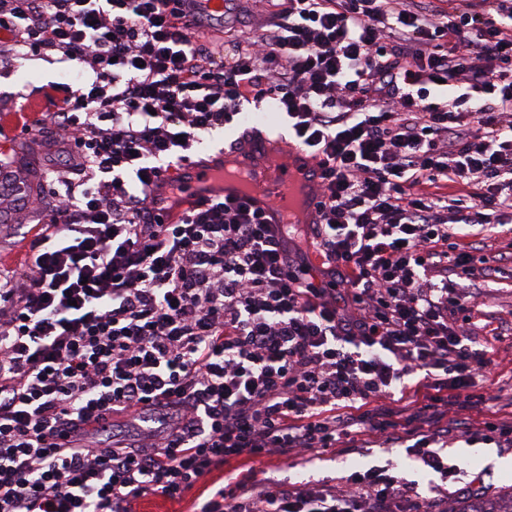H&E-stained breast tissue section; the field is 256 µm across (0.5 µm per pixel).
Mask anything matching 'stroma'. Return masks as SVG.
Segmentation results:
<instances>
[{"instance_id":"35a3bbf8","label":"stroma","mask_w":512,"mask_h":512,"mask_svg":"<svg viewBox=\"0 0 512 512\" xmlns=\"http://www.w3.org/2000/svg\"><path fill=\"white\" fill-rule=\"evenodd\" d=\"M232 12L223 21H209L206 27V43L216 53H223L224 43L234 37L253 34L259 19L253 0H233ZM66 64L61 54L51 51L40 56L22 55L11 50L7 43H0V102L19 105L32 104L42 108L49 99H62L71 84L62 76ZM495 273L476 279L472 291L475 295L474 316L477 325L496 327L500 317L512 314V256L495 261ZM499 349L483 377L477 378L476 386L491 387L496 397V407L512 404V336L498 342ZM443 453L449 463L461 464L464 481L483 480L486 492L512 486V474L496 471L475 455V446L463 441L448 445ZM356 458L360 469L392 460L401 473L420 485H428L430 477L424 474L405 449L384 446L358 448L350 455L326 454L296 458L288 461L270 460L258 462L254 471L258 479H286L291 482L329 479L347 471L348 458Z\"/></svg>"}]
</instances>
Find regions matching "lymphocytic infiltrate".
<instances>
[{"instance_id":"1","label":"lymphocytic infiltrate","mask_w":512,"mask_h":512,"mask_svg":"<svg viewBox=\"0 0 512 512\" xmlns=\"http://www.w3.org/2000/svg\"><path fill=\"white\" fill-rule=\"evenodd\" d=\"M263 2L219 64L195 0H0L1 35L87 67L21 128L68 165L0 277V512H448L439 446L512 447L467 303L496 249L468 229L512 219V0ZM268 99L321 171L312 256L243 201L158 214L155 179ZM377 441L439 483L252 469Z\"/></svg>"}]
</instances>
